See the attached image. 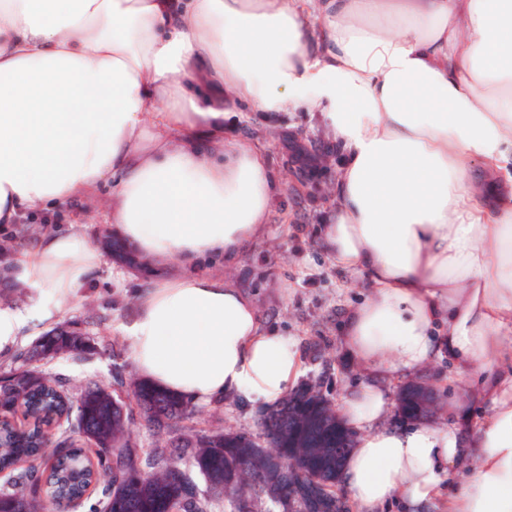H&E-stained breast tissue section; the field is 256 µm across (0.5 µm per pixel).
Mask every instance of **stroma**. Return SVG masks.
Wrapping results in <instances>:
<instances>
[{
    "mask_svg": "<svg viewBox=\"0 0 512 512\" xmlns=\"http://www.w3.org/2000/svg\"><path fill=\"white\" fill-rule=\"evenodd\" d=\"M233 137L265 147L280 188L270 207L266 234L233 266L223 261L203 262L206 271L226 273L256 303L262 325L300 344L304 359L302 383L314 384L333 402H341L357 375L341 358L339 337L345 310L365 294L356 276L340 271L318 247V230L334 205L336 150L331 147L316 114L284 112L265 115L244 110L233 121ZM99 202L88 207L81 200L36 215V223L58 228L81 222L97 241L107 227L105 207L111 185L96 191ZM147 284L146 275L113 257H105L88 300L60 316L84 333L93 353L76 359L63 356L45 364L46 373L65 379L71 394L91 383L111 384L115 369L125 382L136 379L124 329L135 316L134 295ZM266 411L262 405H243L234 398L198 404L186 427L208 432L217 428L259 435Z\"/></svg>",
    "mask_w": 512,
    "mask_h": 512,
    "instance_id": "1",
    "label": "stroma"
}]
</instances>
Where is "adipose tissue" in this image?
Here are the masks:
<instances>
[{
	"label": "adipose tissue",
	"mask_w": 512,
	"mask_h": 512,
	"mask_svg": "<svg viewBox=\"0 0 512 512\" xmlns=\"http://www.w3.org/2000/svg\"><path fill=\"white\" fill-rule=\"evenodd\" d=\"M243 105L318 114L341 154L319 237L366 290L339 341L356 512H512V0H0V224L111 183L115 235L179 268L135 297L139 377L272 406L298 342L197 270L234 265L278 189L263 147L225 132ZM102 264L78 225L49 227L10 276L45 321ZM443 359L486 413L385 427L389 383Z\"/></svg>",
	"instance_id": "1"
}]
</instances>
